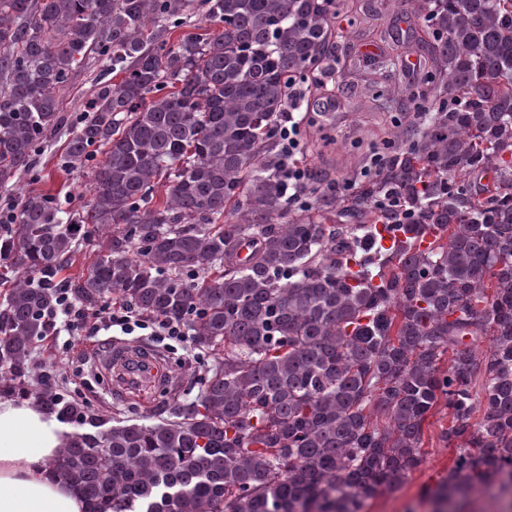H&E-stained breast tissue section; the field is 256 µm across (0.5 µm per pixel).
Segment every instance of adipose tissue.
Instances as JSON below:
<instances>
[{
    "label": "adipose tissue",
    "mask_w": 512,
    "mask_h": 512,
    "mask_svg": "<svg viewBox=\"0 0 512 512\" xmlns=\"http://www.w3.org/2000/svg\"><path fill=\"white\" fill-rule=\"evenodd\" d=\"M72 434L39 406L0 397V512H86L76 489L51 473Z\"/></svg>",
    "instance_id": "ef3b65f1"
}]
</instances>
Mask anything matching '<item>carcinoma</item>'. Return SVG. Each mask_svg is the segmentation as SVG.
<instances>
[{"instance_id": "cac0c4a2", "label": "carcinoma", "mask_w": 512, "mask_h": 512, "mask_svg": "<svg viewBox=\"0 0 512 512\" xmlns=\"http://www.w3.org/2000/svg\"><path fill=\"white\" fill-rule=\"evenodd\" d=\"M205 6L217 28L174 43L193 0H0V189L68 123L60 92L81 64L122 76L96 82L71 123L61 162L90 174L85 208L67 215L30 191L0 221L13 273L0 393L36 389L98 423L32 352L60 290L87 306L114 296L186 325L210 362L188 374L197 397L158 405V421L72 435L53 471L88 512H364L417 467L438 406L458 455L423 495L512 480V0H414L430 33L428 107L351 199L371 224L285 219L289 96L327 59L331 15L350 0ZM488 171L480 199L472 177ZM302 194L345 204L315 176ZM380 225L404 239L380 251ZM100 233L87 273L60 279Z\"/></svg>"}]
</instances>
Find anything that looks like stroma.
Returning <instances> with one entry per match:
<instances>
[{
	"label": "stroma",
	"instance_id": "obj_1",
	"mask_svg": "<svg viewBox=\"0 0 512 512\" xmlns=\"http://www.w3.org/2000/svg\"><path fill=\"white\" fill-rule=\"evenodd\" d=\"M333 26L340 38L329 59L311 77V95L297 101L298 111L306 121L299 138L304 145V159L323 179L337 188L361 186L374 177L371 159L395 128L412 129L424 107L418 96L424 71L406 73V58L427 61L423 49V20L416 15L409 0H363L359 16L336 12ZM100 75L94 60H87L70 85L61 94V108L66 117H78L84 109L92 86ZM397 90L390 107H383L379 93L386 87ZM69 138L59 130L39 152L35 167L24 175L19 189H0V212L18 200L20 190L48 192L59 197L66 208H82L88 198L90 178L82 171L61 167L60 157ZM147 345L162 351L172 374V395L193 400L197 392L187 385L190 370L203 360L191 341L176 342L152 335L150 329L123 333L120 328L100 332L96 343L66 345L64 337L51 335L36 345L32 357L42 370L64 375L65 393H79L98 406L102 428L112 426L115 412L127 401L115 397L104 373L95 365L100 346L111 342ZM448 417L439 412L429 417L423 434V448L418 466L395 489L379 491L368 500L364 512H431L422 502L424 487L446 477L457 451L448 446L441 433Z\"/></svg>",
	"mask_w": 512,
	"mask_h": 512
}]
</instances>
